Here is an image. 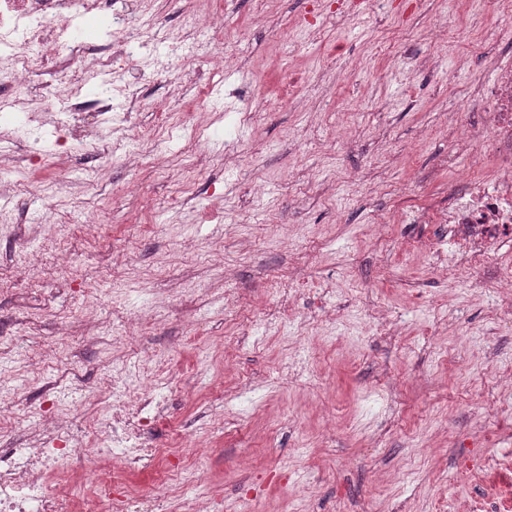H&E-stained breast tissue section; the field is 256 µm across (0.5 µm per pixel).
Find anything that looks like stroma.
Listing matches in <instances>:
<instances>
[{"label":"stroma","instance_id":"stroma-1","mask_svg":"<svg viewBox=\"0 0 512 512\" xmlns=\"http://www.w3.org/2000/svg\"><path fill=\"white\" fill-rule=\"evenodd\" d=\"M224 41L238 50L214 80H172L149 95L135 117L159 127L164 167L103 160L47 126L44 167L0 188V210L17 216L33 198L55 206L83 282L48 272L38 285L10 278L19 239L0 223V324L11 344L0 377L20 404L53 402L43 423L18 421L0 448H25L34 432L70 428L85 440L112 409L103 379L122 349L108 334L72 336L85 318L118 326L181 287L191 307L161 309L133 345L176 383L169 424L176 433L211 436L202 478L224 490L223 512L240 495L264 512H464L478 480L457 469L481 446L482 403L512 398V321L503 314L494 268L477 287L449 286L425 258L443 239L437 224L469 156L445 123L465 112L483 125L480 92L498 67L512 66V22L490 0H468L470 39L455 35L453 0H418L407 9L349 13L323 26L302 20L309 0H222ZM300 96L277 97L287 74ZM265 114L243 125V111ZM209 158L189 150L190 123L212 110ZM242 152L221 166L228 143ZM426 207L428 224L404 214ZM108 236L80 237L89 213ZM302 232L295 249L273 239ZM194 259L174 253L181 236ZM324 245L302 262L308 236ZM219 248L230 278L254 308L233 341L224 339V294L208 254ZM133 259L111 293L101 255ZM326 281L325 302L308 294L280 307L286 277ZM329 323L314 322L320 306ZM384 313L389 334L368 325ZM223 385L225 405L210 404Z\"/></svg>","mask_w":512,"mask_h":512}]
</instances>
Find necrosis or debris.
<instances>
[{
  "mask_svg": "<svg viewBox=\"0 0 512 512\" xmlns=\"http://www.w3.org/2000/svg\"><path fill=\"white\" fill-rule=\"evenodd\" d=\"M118 0H0V92L13 95L33 80L32 54L71 48L69 66L95 71L116 66H136L144 81L192 65L195 58H223L224 36L217 23L186 15L183 33L153 21L136 23L131 13L118 8ZM112 21L111 40L75 41L74 22L91 18ZM120 87L105 82L95 94L67 68L54 72L41 111L14 113L10 125L0 130L9 141L32 144V168L42 154L35 146L51 119L55 104L69 107L68 121L85 148L98 150L108 130L132 127L122 111ZM488 121L476 129L462 123L460 139L467 143L474 166L492 160V178L472 180L467 189L449 200L440 214L447 224L446 259L430 255L433 267L458 283L463 273L491 265L506 245L512 244V68L498 73L496 84L483 100ZM56 255V269L69 280L80 279L79 262L64 247L46 249L28 240L14 255L10 275L32 285L47 270L45 253ZM152 375L140 368L136 389H129L122 374L112 377V413L107 432L89 437L96 451L111 450L112 463L94 466L88 478L92 496L79 495L64 476L62 462L73 451L70 434L60 431L49 442L31 448H0V512H220V502L200 479L202 454L196 442L181 435L168 436V398L155 391ZM154 470L160 489L138 483L136 474Z\"/></svg>",
  "mask_w": 512,
  "mask_h": 512,
  "instance_id": "obj_1",
  "label": "necrosis or debris"
}]
</instances>
